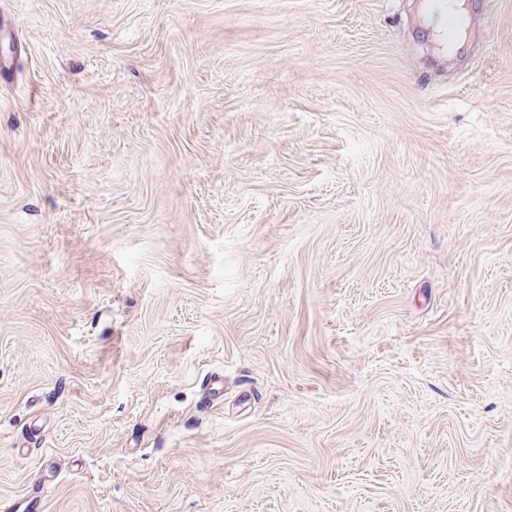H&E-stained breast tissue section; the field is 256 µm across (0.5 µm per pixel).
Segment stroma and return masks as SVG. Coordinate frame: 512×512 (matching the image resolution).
<instances>
[{
    "instance_id": "1",
    "label": "stroma",
    "mask_w": 512,
    "mask_h": 512,
    "mask_svg": "<svg viewBox=\"0 0 512 512\" xmlns=\"http://www.w3.org/2000/svg\"><path fill=\"white\" fill-rule=\"evenodd\" d=\"M420 14L0 0V503L512 512V0Z\"/></svg>"
}]
</instances>
